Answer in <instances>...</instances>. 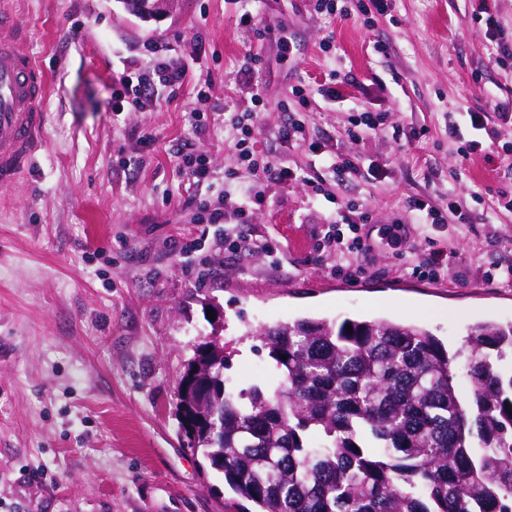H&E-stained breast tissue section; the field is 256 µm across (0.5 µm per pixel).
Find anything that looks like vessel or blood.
<instances>
[{
	"instance_id": "vessel-or-blood-1",
	"label": "vessel or blood",
	"mask_w": 512,
	"mask_h": 512,
	"mask_svg": "<svg viewBox=\"0 0 512 512\" xmlns=\"http://www.w3.org/2000/svg\"><path fill=\"white\" fill-rule=\"evenodd\" d=\"M47 77L25 48L17 18L0 10V187L13 186L40 144Z\"/></svg>"
}]
</instances>
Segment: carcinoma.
Here are the masks:
<instances>
[{
	"label": "carcinoma",
	"instance_id": "cac0c4a2",
	"mask_svg": "<svg viewBox=\"0 0 512 512\" xmlns=\"http://www.w3.org/2000/svg\"><path fill=\"white\" fill-rule=\"evenodd\" d=\"M275 374L235 390L224 346L179 384L190 449L256 512H512V324L469 329L470 399L432 334L386 318L249 330Z\"/></svg>",
	"mask_w": 512,
	"mask_h": 512
}]
</instances>
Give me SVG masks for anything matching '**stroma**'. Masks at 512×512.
<instances>
[{"label": "stroma", "mask_w": 512, "mask_h": 512, "mask_svg": "<svg viewBox=\"0 0 512 512\" xmlns=\"http://www.w3.org/2000/svg\"><path fill=\"white\" fill-rule=\"evenodd\" d=\"M341 3L348 18L315 12L314 0H162L143 19L124 0H5L48 93L42 149L0 188V512H255L179 435L177 387L210 333L239 390L272 368L246 334L261 324L383 316L453 353L471 326L512 322V282L485 275L512 267V209L499 204L512 195V152L501 148L512 123L498 142L467 131L483 144L467 158L448 139L449 121L512 97V66L497 62L512 47V0H489L491 35L478 0H387L381 15ZM168 52L189 66L180 94L113 111L116 72ZM254 55L248 85L241 70ZM333 72L354 76L338 102L323 95ZM246 110L256 151L324 177L326 196L240 166L229 118ZM360 112L383 123L354 141ZM293 124L298 140L281 143ZM188 137L205 179L172 153ZM314 145L358 172L324 173ZM248 190L260 202L240 230L257 246L232 251L223 225L201 217ZM414 198L444 212L430 231L448 263L437 282L402 275L427 253L399 254L383 236L398 224L416 240ZM349 202L367 214L372 270L355 283L316 248Z\"/></svg>", "instance_id": "stroma-1"}]
</instances>
